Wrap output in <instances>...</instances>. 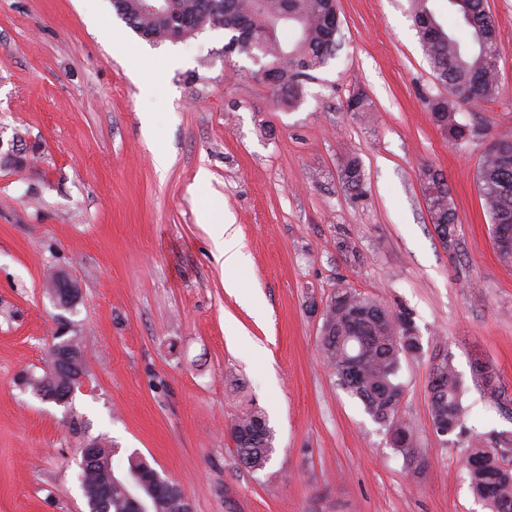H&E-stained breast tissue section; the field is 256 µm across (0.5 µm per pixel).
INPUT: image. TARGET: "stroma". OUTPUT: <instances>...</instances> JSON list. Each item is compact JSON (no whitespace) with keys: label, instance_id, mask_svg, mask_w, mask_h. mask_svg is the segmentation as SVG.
Masks as SVG:
<instances>
[{"label":"stroma","instance_id":"stroma-1","mask_svg":"<svg viewBox=\"0 0 512 512\" xmlns=\"http://www.w3.org/2000/svg\"><path fill=\"white\" fill-rule=\"evenodd\" d=\"M409 8L339 0L336 56L289 107L250 58L225 55L224 30L155 45L111 0H0V145L30 161L0 162V512H87L79 463L97 437L118 446L116 476L141 455L192 512H488L464 447L433 428L427 387L451 358L466 426L512 432V266L477 182L488 140L512 136V0H487L500 93L458 109L486 132L460 145L425 104L443 87ZM359 92L367 111H348ZM349 154L361 202L337 176ZM429 167L456 208L451 249L430 222ZM205 208L233 225L245 265L216 261ZM53 269L79 288L73 310L46 290ZM340 288L413 314L409 452L323 363L322 308ZM62 318L86 352L65 405L24 382L46 371ZM250 408L274 436L257 471L225 429Z\"/></svg>","mask_w":512,"mask_h":512}]
</instances>
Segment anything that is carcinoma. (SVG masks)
<instances>
[{
  "label": "carcinoma",
  "instance_id": "carcinoma-1",
  "mask_svg": "<svg viewBox=\"0 0 512 512\" xmlns=\"http://www.w3.org/2000/svg\"><path fill=\"white\" fill-rule=\"evenodd\" d=\"M411 14L422 51L436 80L447 95L427 100L434 122L460 145L481 136L474 125L455 119L456 107L495 99L500 93L497 27L486 9V0H448V8L463 28L450 33L437 19L432 0H410ZM116 13L142 38L163 43L177 37L184 41L207 29L231 33L224 52L262 57L258 74L270 86L277 101L293 106L300 102L304 83L312 72L335 57L339 30L337 0H167L152 10L146 0H112ZM288 13V23L300 25L299 35L280 40L271 20ZM338 178L358 200L364 197L365 173L356 156L340 164ZM479 189L493 229L512 230V137L494 139L484 152L477 175ZM430 222L444 243L454 246L458 218L448 186L441 173L424 172ZM422 344L412 313L392 309L380 300L349 288H341L326 301L320 329V351L338 385L358 399L371 418L386 427L393 446L412 445V430L398 416L404 385L398 375L402 359L420 355ZM37 396L67 402L56 391L66 385L62 376L27 379ZM430 414L436 431L461 438L464 426L461 377L450 358L433 367L428 383ZM229 432L243 466L262 470L273 452V433L265 415L249 410L232 420ZM489 440H468L464 466L473 493L491 512H512V433L488 432ZM95 454L111 465L117 447L94 439ZM127 471L132 483L112 480V493L103 495L105 473L98 467L84 472L82 492L94 501L95 512H131L134 491L146 498L152 510L185 512L183 488L162 477L146 459L131 455Z\"/></svg>",
  "mask_w": 512,
  "mask_h": 512
}]
</instances>
